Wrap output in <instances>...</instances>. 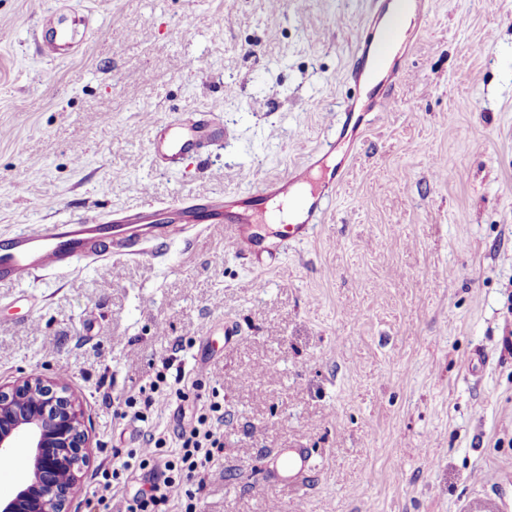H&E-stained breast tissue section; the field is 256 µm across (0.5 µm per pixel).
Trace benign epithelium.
Listing matches in <instances>:
<instances>
[{
  "instance_id": "obj_1",
  "label": "benign epithelium",
  "mask_w": 512,
  "mask_h": 512,
  "mask_svg": "<svg viewBox=\"0 0 512 512\" xmlns=\"http://www.w3.org/2000/svg\"><path fill=\"white\" fill-rule=\"evenodd\" d=\"M20 440L27 444L29 478L0 499V512H70L90 437L67 379L32 373L0 384V457Z\"/></svg>"
}]
</instances>
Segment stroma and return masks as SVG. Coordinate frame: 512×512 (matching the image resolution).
<instances>
[{
    "label": "stroma",
    "mask_w": 512,
    "mask_h": 512,
    "mask_svg": "<svg viewBox=\"0 0 512 512\" xmlns=\"http://www.w3.org/2000/svg\"><path fill=\"white\" fill-rule=\"evenodd\" d=\"M371 2L0 0V236L285 176L341 127ZM54 8L79 53L36 51ZM422 27L274 265L217 224L0 287V382L66 374L89 418L73 512L142 442L113 400L166 360L201 382L184 409L224 400L201 512H512V0H431ZM197 111L223 147L155 167L154 125ZM292 443L297 491L262 475Z\"/></svg>",
    "instance_id": "35a3bbf8"
}]
</instances>
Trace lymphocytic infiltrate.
Masks as SVG:
<instances>
[{"label":"lymphocytic infiltrate","mask_w":512,"mask_h":512,"mask_svg":"<svg viewBox=\"0 0 512 512\" xmlns=\"http://www.w3.org/2000/svg\"><path fill=\"white\" fill-rule=\"evenodd\" d=\"M184 381V376L171 378L160 371L137 394L118 402L115 418L143 423L146 429L141 447L124 449L118 467L100 472L98 512H166L173 503L180 512H198L199 476L224 451L223 403L213 399L199 406L172 439L148 425L159 407L185 400ZM143 470L149 474L148 487L125 494L127 475Z\"/></svg>","instance_id":"obj_1"}]
</instances>
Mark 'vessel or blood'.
Listing matches in <instances>:
<instances>
[{
    "label": "vessel or blood",
    "instance_id": "1",
    "mask_svg": "<svg viewBox=\"0 0 512 512\" xmlns=\"http://www.w3.org/2000/svg\"><path fill=\"white\" fill-rule=\"evenodd\" d=\"M394 4L395 0L373 2L370 30L359 41L349 71L350 79L365 88L366 95L347 105L344 128H359L366 113L382 112L392 105L396 59L386 52L385 32L393 24ZM223 144V122L215 113L195 112L157 127L150 140V150L157 163L172 167L185 156H200ZM347 162V157H340L322 185L299 200L292 223L284 225L275 241H267L257 223L266 213L270 200L295 195L300 185L308 183V164L296 166L286 177L264 184L245 198H219L203 191L165 212L150 206L109 218L88 215L70 224L31 225L0 240V284H18L43 272L84 261H102L109 255L118 259L138 254L140 245L165 222L193 228L224 225L237 254L257 263L274 260L287 250L289 242L308 237L324 204L335 195L347 175ZM310 461L308 449L284 448L271 457L270 469L280 481L297 484L309 470Z\"/></svg>",
    "mask_w": 512,
    "mask_h": 512
}]
</instances>
